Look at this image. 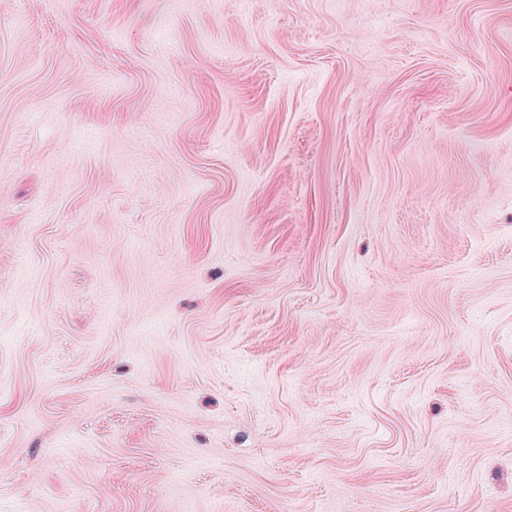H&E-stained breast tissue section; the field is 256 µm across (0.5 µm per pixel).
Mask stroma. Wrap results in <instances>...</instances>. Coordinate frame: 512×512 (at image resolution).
I'll use <instances>...</instances> for the list:
<instances>
[{"label": "stroma", "instance_id": "1", "mask_svg": "<svg viewBox=\"0 0 512 512\" xmlns=\"http://www.w3.org/2000/svg\"><path fill=\"white\" fill-rule=\"evenodd\" d=\"M0 512H512V0H0Z\"/></svg>", "mask_w": 512, "mask_h": 512}]
</instances>
